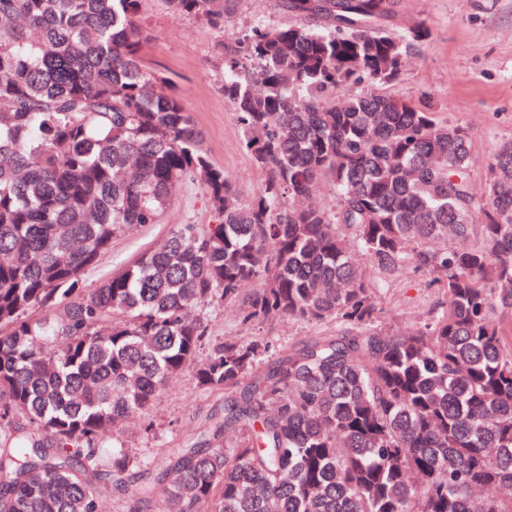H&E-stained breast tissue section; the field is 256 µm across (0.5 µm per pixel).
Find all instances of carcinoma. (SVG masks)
Masks as SVG:
<instances>
[{
	"label": "carcinoma",
	"mask_w": 512,
	"mask_h": 512,
	"mask_svg": "<svg viewBox=\"0 0 512 512\" xmlns=\"http://www.w3.org/2000/svg\"><path fill=\"white\" fill-rule=\"evenodd\" d=\"M167 2L224 22L227 0ZM397 2L282 0L312 24L223 55L265 176L243 203L140 64L145 0H0V512H99L128 483V512H512V147L477 199L467 130L388 91L427 35L389 30ZM188 180L215 222L84 288ZM322 180L332 208L309 202ZM407 270L446 302L399 326L375 293ZM226 301L327 329L203 357L198 311ZM190 365L223 420L159 464L103 448Z\"/></svg>",
	"instance_id": "cac0c4a2"
}]
</instances>
